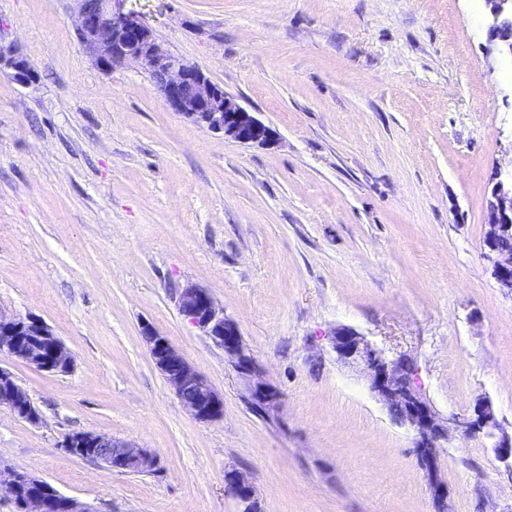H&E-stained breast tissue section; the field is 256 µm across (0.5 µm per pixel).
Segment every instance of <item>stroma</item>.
Returning a JSON list of instances; mask_svg holds the SVG:
<instances>
[{"mask_svg":"<svg viewBox=\"0 0 512 512\" xmlns=\"http://www.w3.org/2000/svg\"><path fill=\"white\" fill-rule=\"evenodd\" d=\"M266 124L247 146L171 111L136 63L104 72L75 0H0V309L47 323L72 372L0 353L37 421L0 405V465L95 512H512L482 436L440 448L436 500L414 437L328 337L348 326L414 357L441 416L491 402L512 432V297L482 257L496 166L512 158V62L484 0H121ZM207 289L277 410L255 413L221 348L180 315ZM151 325L224 400L197 421L153 364ZM93 431L151 451L119 473L63 448ZM2 70L8 71L9 77L20 85H29L37 80V73L25 58L0 46V71ZM224 491L235 500L238 512H259L257 498L251 483L237 471H229L224 475Z\"/></svg>","mask_w":512,"mask_h":512,"instance_id":"35a3bbf8","label":"stroma"}]
</instances>
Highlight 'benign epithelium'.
I'll list each match as a JSON object with an SVG mask.
<instances>
[{"mask_svg":"<svg viewBox=\"0 0 512 512\" xmlns=\"http://www.w3.org/2000/svg\"><path fill=\"white\" fill-rule=\"evenodd\" d=\"M79 3L76 33L84 52L104 71L139 62L159 77L154 90L168 107L206 130L232 138L242 144L270 146L276 132L254 113L240 106L224 89L214 83L200 68L174 55L153 35L137 16L113 11V0H77ZM487 36L492 50L504 59H512V0H485ZM20 85L37 80V73L19 54L0 48V71ZM488 228L484 237L483 259L498 288L512 296V251L501 248V239L512 235V163L499 167L492 178L487 199ZM180 314L197 326L233 360L244 382L249 398L269 413L277 409L280 393L260 375V368L243 344L234 321L214 302L208 290L187 285L179 292ZM141 335L157 369L173 388L191 415L204 423L223 415V398L211 383L186 360L169 340L146 324ZM336 360L362 371L369 389L384 404L394 420L413 433L419 461L426 471L435 496L443 494L438 479L437 449L455 434H483L494 441L493 448L502 462L512 461V435L502 431L495 411L487 400L475 403L468 415L445 418L435 410L418 381V368L413 358L400 354L392 357L373 347L351 327L340 326L331 336ZM41 370L67 374L73 367V356L67 346L45 322L34 317H19L0 311V353ZM0 402L11 410L29 398L14 375L0 367ZM64 447L76 455L115 472L149 470L154 457L147 450L125 440L81 431L70 435ZM26 476L12 469H0V492L17 498L19 485ZM224 491L235 500L238 512H259L251 483L236 471L224 475ZM55 502L66 512H93L79 500L50 488L21 503L19 512H49Z\"/></svg>","mask_w":512,"mask_h":512,"instance_id":"7a95c632","label":"benign epithelium"}]
</instances>
